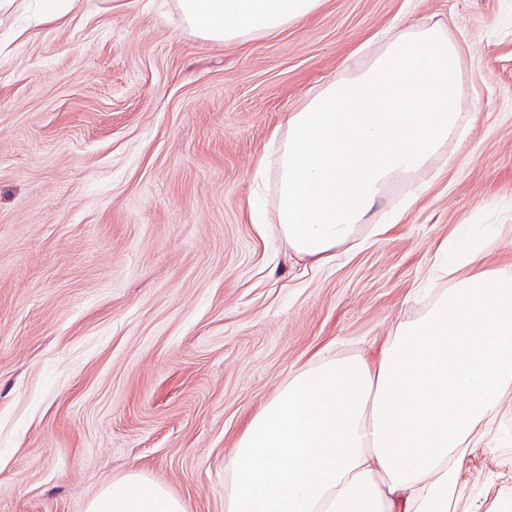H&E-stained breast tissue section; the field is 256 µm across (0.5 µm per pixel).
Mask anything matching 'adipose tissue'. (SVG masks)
<instances>
[{
	"mask_svg": "<svg viewBox=\"0 0 512 512\" xmlns=\"http://www.w3.org/2000/svg\"><path fill=\"white\" fill-rule=\"evenodd\" d=\"M322 0H177L201 38L231 43L308 21ZM460 48L439 26L391 37L359 73L290 113L270 145L289 253L330 264L387 186L426 167L464 125ZM480 250L441 258L448 289L399 323L377 362L319 353L239 435L224 512H512V270ZM469 268L457 277L459 268ZM493 460L482 482L470 475ZM85 512H185L132 472Z\"/></svg>",
	"mask_w": 512,
	"mask_h": 512,
	"instance_id": "obj_1",
	"label": "adipose tissue"
}]
</instances>
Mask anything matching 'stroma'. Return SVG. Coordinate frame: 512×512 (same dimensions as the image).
<instances>
[{
	"label": "stroma",
	"instance_id": "35a3bbf8",
	"mask_svg": "<svg viewBox=\"0 0 512 512\" xmlns=\"http://www.w3.org/2000/svg\"><path fill=\"white\" fill-rule=\"evenodd\" d=\"M0 21V512H85L135 471L224 512L238 436L318 352L375 359L444 243L512 225V0H324L247 43L176 0ZM439 25L461 50L448 158L389 185L330 266L289 256L273 174L288 113Z\"/></svg>",
	"mask_w": 512,
	"mask_h": 512
}]
</instances>
